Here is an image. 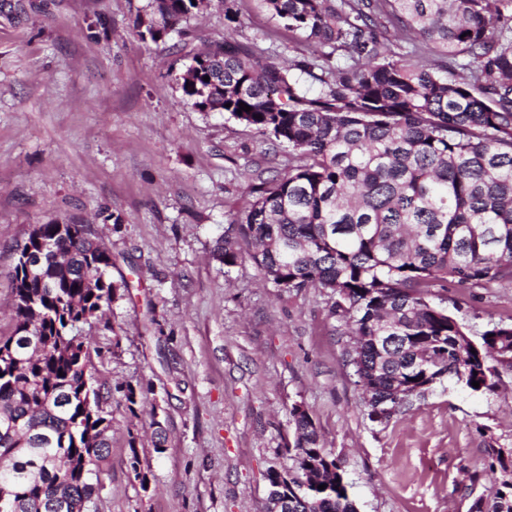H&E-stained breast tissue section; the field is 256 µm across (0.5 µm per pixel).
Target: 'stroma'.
Instances as JSON below:
<instances>
[{
	"label": "stroma",
	"mask_w": 512,
	"mask_h": 512,
	"mask_svg": "<svg viewBox=\"0 0 512 512\" xmlns=\"http://www.w3.org/2000/svg\"><path fill=\"white\" fill-rule=\"evenodd\" d=\"M0 0V335L13 326L16 252L38 224L90 225L116 296L96 321L94 364L112 394L100 512H267V473L294 466L302 406L341 462L357 512H469L512 448V371L493 391L447 382L385 422L370 418L325 291L288 293L241 247L214 256L287 148L181 89L193 56L231 41L262 57L306 51L264 0H208L163 40H141L149 0ZM472 340L512 323V288L449 285ZM142 398L126 399L128 389ZM167 432L164 453L151 442ZM138 455L147 483L129 460Z\"/></svg>",
	"instance_id": "stroma-1"
}]
</instances>
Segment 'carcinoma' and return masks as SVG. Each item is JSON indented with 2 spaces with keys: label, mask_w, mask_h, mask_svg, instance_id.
I'll list each match as a JSON object with an SVG mask.
<instances>
[{
  "label": "carcinoma",
  "mask_w": 512,
  "mask_h": 512,
  "mask_svg": "<svg viewBox=\"0 0 512 512\" xmlns=\"http://www.w3.org/2000/svg\"><path fill=\"white\" fill-rule=\"evenodd\" d=\"M199 2L151 0L139 37L161 40ZM265 2L308 54L262 62L226 40L181 85L199 110L292 150L241 221L250 257L275 287L333 299L372 419L446 380L493 390L512 370V323L476 342L436 299L452 282L512 285V0ZM390 25L420 42L419 60L390 48ZM34 233L45 250L30 270L16 261L15 325L0 336V512H99L111 389L83 332L116 295L112 256L87 224ZM215 257L239 253L224 238ZM290 416L295 466L269 472V512H356L307 412ZM488 466L496 482L469 512H512V452L490 448Z\"/></svg>",
  "instance_id": "obj_1"
}]
</instances>
